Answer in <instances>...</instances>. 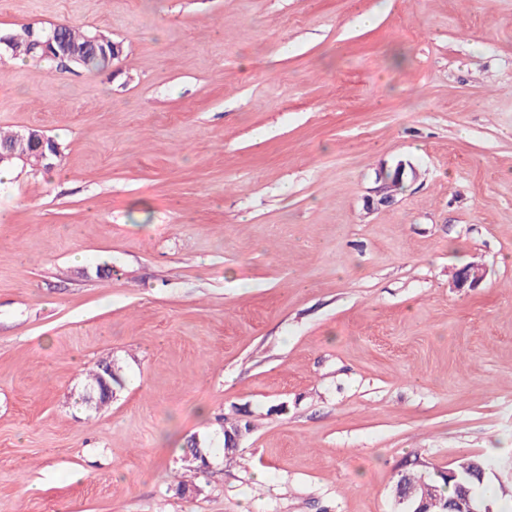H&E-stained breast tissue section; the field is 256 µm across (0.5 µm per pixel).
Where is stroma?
Returning a JSON list of instances; mask_svg holds the SVG:
<instances>
[{
    "label": "stroma",
    "instance_id": "obj_1",
    "mask_svg": "<svg viewBox=\"0 0 512 512\" xmlns=\"http://www.w3.org/2000/svg\"><path fill=\"white\" fill-rule=\"evenodd\" d=\"M55 25L123 54L0 58L60 152L0 178V512H393L463 456L512 500V0H0ZM110 368L112 371L107 373L102 366L97 365L87 376L86 387L94 396L96 409L106 405L112 398L114 389L122 385L121 367L113 363ZM101 388H107L110 394L101 395Z\"/></svg>",
    "mask_w": 512,
    "mask_h": 512
}]
</instances>
